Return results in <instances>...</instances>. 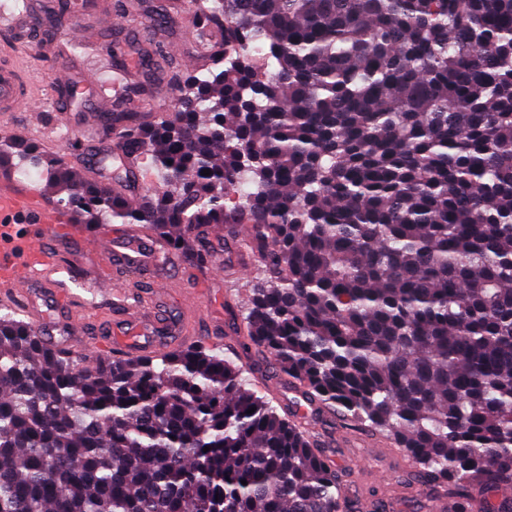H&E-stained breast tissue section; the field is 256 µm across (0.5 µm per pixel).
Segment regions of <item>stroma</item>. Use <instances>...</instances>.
<instances>
[{
  "label": "stroma",
  "mask_w": 512,
  "mask_h": 512,
  "mask_svg": "<svg viewBox=\"0 0 512 512\" xmlns=\"http://www.w3.org/2000/svg\"><path fill=\"white\" fill-rule=\"evenodd\" d=\"M128 3V9L123 11L117 0H80L69 27L48 36L39 31L15 33L9 15L16 2L0 0V48L18 49L19 60L41 101L40 111L23 110L11 115V134L64 157L84 182L90 181L91 176L84 167L83 149L94 136L81 123V116L95 112L100 100L111 105L126 100L141 111L153 112L170 104L175 93L168 74L149 76L134 70L120 76L107 56L106 42L125 43L140 39L143 34L138 0ZM104 13L116 16L117 25L97 27V18ZM160 41L172 59V70H184L196 63L200 38L184 15H177L172 30L161 34ZM58 67L80 72L92 70L101 79L97 100L71 107L76 120L69 124L59 120L61 87L53 80V71ZM207 245L213 253L207 268L189 263L181 254L159 252L152 256L147 270L129 278L126 301L137 300L144 305L151 299L154 278L171 280L175 287L169 300L144 318L139 333L131 338L133 347L150 346L155 356L169 352L170 346L165 342L167 327L191 313L199 330L188 337V344L227 353L229 339L235 334L234 317L258 263L242 240L223 243L211 239ZM328 457L346 469L345 495L349 499L370 497L378 502V512H387L386 505L395 496L399 499L397 512H439L436 494L420 483H407L413 464L390 441L360 431L352 441L337 438Z\"/></svg>",
  "instance_id": "stroma-1"
}]
</instances>
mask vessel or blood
Instances as JSON below:
<instances>
[{
    "mask_svg": "<svg viewBox=\"0 0 512 512\" xmlns=\"http://www.w3.org/2000/svg\"><path fill=\"white\" fill-rule=\"evenodd\" d=\"M56 82L78 85L89 94H96L97 76L75 74L60 70ZM23 72L11 55L0 56V115L8 116L24 104L35 103ZM34 222L32 233L19 232L18 219ZM70 213L50 204L39 193L9 177L0 178V302L24 300L28 308H35L36 300L30 287L44 288L62 301L72 304L81 314V320L92 324H109L112 311L103 304L117 278L136 273L143 259V239L137 232L121 235L103 233L97 236L74 235ZM78 238L81 246L96 252L102 262L92 272L90 296L82 297L64 286L67 271L58 248L60 242Z\"/></svg>",
    "mask_w": 512,
    "mask_h": 512,
    "instance_id": "1",
    "label": "vessel or blood"
}]
</instances>
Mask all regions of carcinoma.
<instances>
[{
	"instance_id": "cac0c4a2",
	"label": "carcinoma",
	"mask_w": 512,
	"mask_h": 512,
	"mask_svg": "<svg viewBox=\"0 0 512 512\" xmlns=\"http://www.w3.org/2000/svg\"><path fill=\"white\" fill-rule=\"evenodd\" d=\"M198 65L118 109L115 180L0 139L81 224H143L206 267L249 226V344L303 400L391 441L451 512L512 489V0H194ZM73 0L37 18L51 33ZM175 0L146 16L153 31ZM149 71L151 53L129 46ZM208 169L211 174L203 175ZM247 186L246 193L237 188ZM255 408L251 414L250 408ZM247 484H241V481ZM0 512H357L324 441L202 345L83 365L0 314ZM143 181L141 182V187L150 186L152 184H156L158 182V171L152 165L150 158L144 159L140 164L138 172H134V175L131 177L130 181L124 184L123 191L127 193L131 200H135L138 196L137 189L139 188V175Z\"/></svg>"
}]
</instances>
